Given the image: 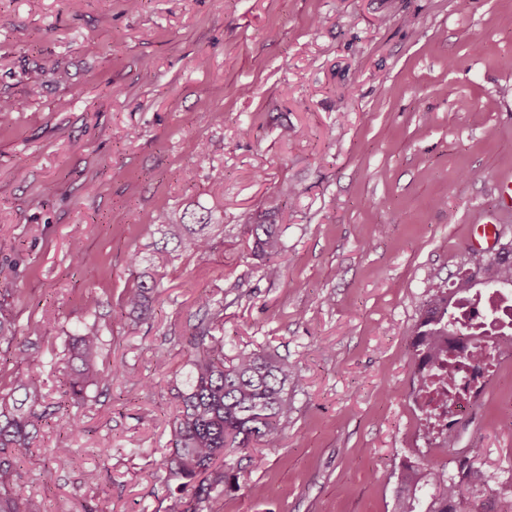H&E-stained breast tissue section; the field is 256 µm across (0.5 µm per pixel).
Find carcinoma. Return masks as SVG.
<instances>
[{
  "mask_svg": "<svg viewBox=\"0 0 512 512\" xmlns=\"http://www.w3.org/2000/svg\"><path fill=\"white\" fill-rule=\"evenodd\" d=\"M275 211L260 220L250 221L253 239L251 253L264 262L268 277L281 276L288 267V255L271 223ZM219 223L211 212L188 213V220L165 225L164 234L184 249L204 254L212 240L204 229ZM485 288H512V245L501 247L478 263L475 269L458 275L447 288H438L424 301L419 323L411 338L415 361L440 366L446 353L439 337L454 335L466 327L449 313L451 299L469 294L475 283ZM146 283L130 289L123 304L137 309L145 306ZM103 326L94 320L69 345L70 372L63 382L68 405L58 407L55 428L58 436L74 438L84 432L81 409L88 404L87 389L95 384L109 385L123 373V366L102 367L98 352ZM195 350L186 391L179 392L181 407L168 420L172 451L158 469L166 486L164 512H222L224 490L238 484L231 456L262 443L279 446L282 430L292 413L288 401V382L299 379L295 364L265 351H242L231 363L224 358V342L211 335V323L202 322L191 341ZM496 349L512 358V335L475 347ZM27 367L10 380V392L0 395V484L17 475L23 447L37 437L49 413L40 410L43 396L38 378L43 365L38 352L25 345L9 351ZM482 448L467 449L459 460L460 475L450 476L425 455L402 463L395 489L393 512H491L488 498L498 504L497 512H512V490L486 480L478 485ZM0 512H46L44 503L18 493H0Z\"/></svg>",
  "mask_w": 512,
  "mask_h": 512,
  "instance_id": "1",
  "label": "carcinoma"
}]
</instances>
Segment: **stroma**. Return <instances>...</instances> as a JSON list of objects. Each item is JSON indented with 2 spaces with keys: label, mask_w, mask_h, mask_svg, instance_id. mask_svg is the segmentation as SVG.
<instances>
[{
  "label": "stroma",
  "mask_w": 512,
  "mask_h": 512,
  "mask_svg": "<svg viewBox=\"0 0 512 512\" xmlns=\"http://www.w3.org/2000/svg\"><path fill=\"white\" fill-rule=\"evenodd\" d=\"M0 97L21 105L0 126V393L18 369L8 346L25 344L46 406L62 402L65 346L93 319L103 362L124 366L90 388L80 437L42 426L14 487L47 512H89L105 493L113 512H159L204 294L225 358L263 350L300 375L279 447L235 455L224 512H393L384 477L425 448L419 309L485 259L472 216H499L496 178L512 172V0H0ZM273 204L288 253L276 279L245 228ZM187 207L220 219L207 254L163 240ZM150 278L148 312L125 308ZM454 435L427 456L452 472L477 444L481 470L512 483V361ZM93 469L101 482L84 484Z\"/></svg>",
  "instance_id": "obj_1"
}]
</instances>
